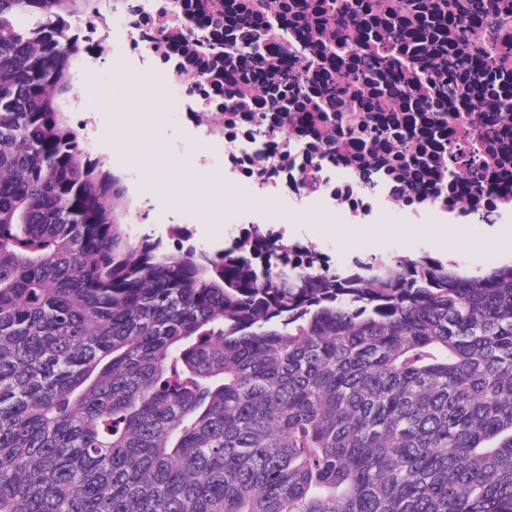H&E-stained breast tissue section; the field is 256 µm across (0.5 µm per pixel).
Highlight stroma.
Segmentation results:
<instances>
[{
  "mask_svg": "<svg viewBox=\"0 0 512 512\" xmlns=\"http://www.w3.org/2000/svg\"><path fill=\"white\" fill-rule=\"evenodd\" d=\"M154 122L145 123L138 112L116 103L111 119L113 128L123 134L122 146L113 160L114 165H133L156 182L159 193L173 210L195 208L208 214L213 196L220 194L218 185L206 176L185 177L166 149L167 135L173 128L172 114L176 107L166 89L155 88L148 95ZM301 234L332 241L336 244L337 260L359 253L367 257L428 253L457 261L469 270L487 269L512 259V220L504 224H457L448 228V244H441L425 230L409 227L406 219L393 217L389 229L374 234L360 233L356 228L340 226L327 214L311 212L300 225Z\"/></svg>",
  "mask_w": 512,
  "mask_h": 512,
  "instance_id": "35a3bbf8",
  "label": "stroma"
}]
</instances>
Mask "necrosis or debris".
Masks as SVG:
<instances>
[{"label":"necrosis or debris","instance_id":"1","mask_svg":"<svg viewBox=\"0 0 512 512\" xmlns=\"http://www.w3.org/2000/svg\"><path fill=\"white\" fill-rule=\"evenodd\" d=\"M265 0H80L77 10L51 15L35 36L61 31L71 60L72 90L59 107L80 133L90 160H110L109 113L93 108L95 95L110 96L101 71L121 67L123 77L166 88L176 100L179 124L169 150L186 172H202L225 199L240 185L254 189L255 204L219 235L205 231L216 213L200 218L190 209L170 211L154 183L134 166H116L112 175L124 192L123 220L133 239L142 225L172 251L198 255L270 258L336 268L334 245L294 235L285 224L263 220L264 203L290 219L310 211L342 214L351 221L397 212L421 223L424 215H454L469 224H500L512 216V0H441L439 28L448 56L460 61L479 55L483 71L467 80L449 79L455 105L448 112H229L224 69L245 43L279 41L301 55L298 29L241 24L224 31V11L259 12ZM464 137L449 140V128ZM469 178L465 192L455 189Z\"/></svg>","mask_w":512,"mask_h":512}]
</instances>
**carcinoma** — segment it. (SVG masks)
<instances>
[{
	"instance_id": "cac0c4a2",
	"label": "carcinoma",
	"mask_w": 512,
	"mask_h": 512,
	"mask_svg": "<svg viewBox=\"0 0 512 512\" xmlns=\"http://www.w3.org/2000/svg\"><path fill=\"white\" fill-rule=\"evenodd\" d=\"M0 0V512H512V261L321 271L119 223Z\"/></svg>"
}]
</instances>
